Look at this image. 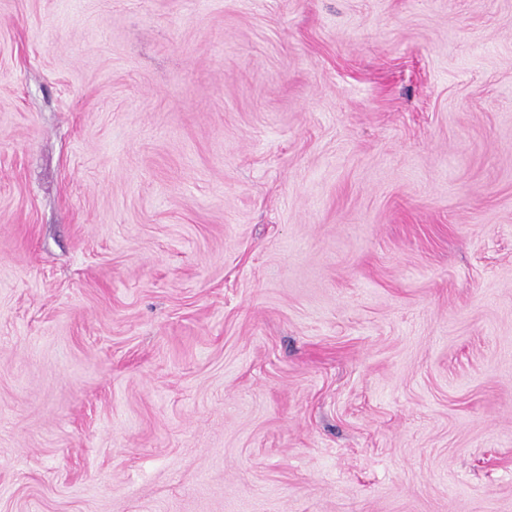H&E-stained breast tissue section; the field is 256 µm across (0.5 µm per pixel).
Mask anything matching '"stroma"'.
<instances>
[{
    "label": "stroma",
    "instance_id": "1",
    "mask_svg": "<svg viewBox=\"0 0 512 512\" xmlns=\"http://www.w3.org/2000/svg\"><path fill=\"white\" fill-rule=\"evenodd\" d=\"M0 512H512V0H0Z\"/></svg>",
    "mask_w": 512,
    "mask_h": 512
}]
</instances>
